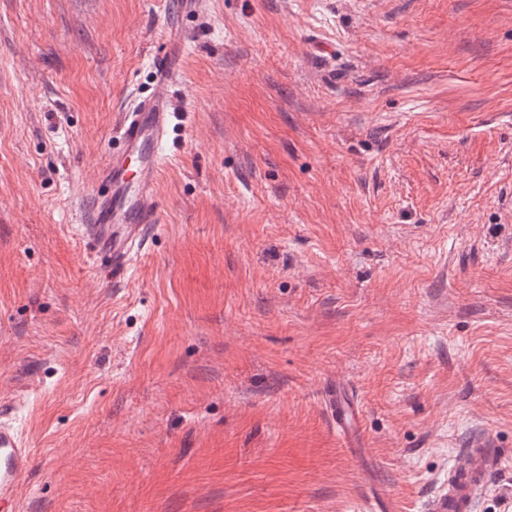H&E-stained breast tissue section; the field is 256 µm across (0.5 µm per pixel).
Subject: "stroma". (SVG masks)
Masks as SVG:
<instances>
[{
	"label": "stroma",
	"instance_id": "stroma-1",
	"mask_svg": "<svg viewBox=\"0 0 512 512\" xmlns=\"http://www.w3.org/2000/svg\"><path fill=\"white\" fill-rule=\"evenodd\" d=\"M166 0H0V408L19 512H426L460 452L512 503V0H199L161 222L84 237ZM362 407L341 447L322 393ZM33 466L22 431L4 411L0 420V511L17 512L19 492Z\"/></svg>",
	"mask_w": 512,
	"mask_h": 512
}]
</instances>
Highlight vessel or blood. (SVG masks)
I'll use <instances>...</instances> for the list:
<instances>
[{"label":"vessel or blood","mask_w":512,"mask_h":512,"mask_svg":"<svg viewBox=\"0 0 512 512\" xmlns=\"http://www.w3.org/2000/svg\"><path fill=\"white\" fill-rule=\"evenodd\" d=\"M197 4L198 0H176L173 9L163 15L162 39L151 63L152 90L121 113L120 150L98 167L95 182L99 189L91 193L82 212L84 234L97 254L108 260L102 274L116 284L126 280L151 228L161 220L155 187L162 168V143L172 121L169 90L184 48L179 19ZM323 403L341 444L355 449L358 402L333 386L324 391ZM32 466L22 431L9 414L0 415V512H17L19 492ZM497 466V456L488 449H465L448 472L447 487L428 501L427 512H472Z\"/></svg>","instance_id":"vessel-or-blood-1"}]
</instances>
